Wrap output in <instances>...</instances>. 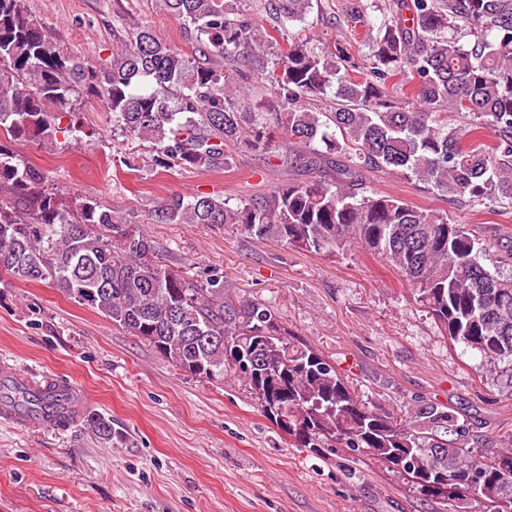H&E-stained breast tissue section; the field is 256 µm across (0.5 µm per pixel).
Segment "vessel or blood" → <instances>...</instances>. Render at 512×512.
<instances>
[{"label":"vessel or blood","mask_w":512,"mask_h":512,"mask_svg":"<svg viewBox=\"0 0 512 512\" xmlns=\"http://www.w3.org/2000/svg\"><path fill=\"white\" fill-rule=\"evenodd\" d=\"M20 391L41 396L42 402L38 413L31 414L11 399L0 401V420L29 427L52 425L56 416L61 414H77L86 405L84 392L72 383H61L53 378H46L38 383L28 380L12 368L0 369V389Z\"/></svg>","instance_id":"b4317fda"}]
</instances>
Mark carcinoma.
Segmentation results:
<instances>
[{
  "label": "carcinoma",
  "mask_w": 512,
  "mask_h": 512,
  "mask_svg": "<svg viewBox=\"0 0 512 512\" xmlns=\"http://www.w3.org/2000/svg\"><path fill=\"white\" fill-rule=\"evenodd\" d=\"M195 32L192 54L137 28L98 69L55 45L27 0H0V270L18 283L49 282L74 302L147 343L194 377L242 376L265 416L297 448H343L369 458L419 494L463 512H512V448L493 450L449 406L427 402L402 416L377 411L336 361L294 337L275 310L237 297L224 275L196 279L166 263L154 240L95 200L46 188L45 173L8 140L74 142L78 98L99 99L112 128L153 144V165L222 169L230 147L280 153L297 178L231 206L216 195L174 196L154 224H236L250 238L335 257L357 249L403 277L442 335L480 357L512 387V271L493 246L448 216L364 187V173L413 177L451 199L512 205V0H392L369 65L340 43L289 31L312 0H265L272 30L238 0H161ZM465 26L473 44L454 35ZM286 41L278 62L267 49ZM257 69L237 67L242 55ZM414 84L418 105L388 82ZM262 83L272 98L250 103ZM330 103V109L321 105ZM469 118L461 129L448 114ZM79 424L119 437L93 410Z\"/></svg>",
  "instance_id": "obj_1"
}]
</instances>
